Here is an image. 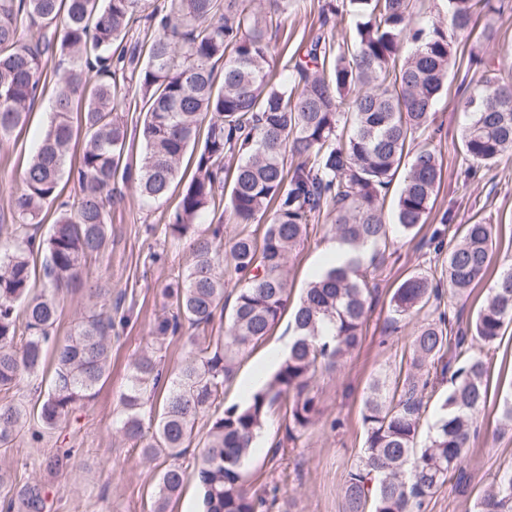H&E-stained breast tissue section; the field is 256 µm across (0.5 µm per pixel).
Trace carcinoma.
I'll return each instance as SVG.
<instances>
[{
    "label": "carcinoma",
    "instance_id": "carcinoma-1",
    "mask_svg": "<svg viewBox=\"0 0 512 512\" xmlns=\"http://www.w3.org/2000/svg\"><path fill=\"white\" fill-rule=\"evenodd\" d=\"M146 0H0V145L24 125L37 92L56 80L53 117L24 170V190L11 197L13 224H0V448L28 433L39 449L108 377L115 322L112 289L91 285L92 262L110 240L115 178L135 184L147 201L180 185L184 158L194 172L183 185L165 233L190 240L191 263L164 289L171 310L158 316L154 344L135 356L120 396L117 432L148 461L173 460L162 473L153 512H167L185 471L176 464L201 447L195 473L203 512H269L276 500L246 487L242 469L270 411L285 406L292 441L319 413L313 378L362 341L371 289L361 271L374 264L389 225L383 203L400 169L393 217L402 235L426 223L442 176L436 149L421 142L450 74L453 46L471 35L474 18L497 11L495 0H448V23L423 24L419 0H329V16L357 18L352 34L316 35L300 58L267 67L263 27L288 13L273 0L267 15L254 0H167L147 15L151 36L126 46ZM54 27L35 34L36 23ZM68 62L48 72L53 58ZM460 102L464 177L512 152V86L491 65ZM141 103L143 151L132 161L123 111ZM85 144L77 159L75 132ZM78 183L74 205L60 201L63 182ZM242 226L223 250V227L197 225L224 203ZM57 204L46 238L33 226ZM333 214L331 231L347 253L313 278L292 312L288 355L248 402L216 413L224 383L249 346L270 334L288 309L287 262L309 226ZM268 216L262 238L248 226ZM492 225H464L448 252L445 276L458 296L487 277ZM45 253L42 264L37 255ZM241 288L222 336H196L188 356L163 375L157 353L184 326L204 329L224 317V266ZM441 281L417 271L394 289L388 324L396 330L431 299ZM83 293L91 307L70 335L55 328L66 294ZM512 325V265L502 269L466 328L453 312L424 322L413 340L404 381L387 391L373 381L363 402L364 445L344 486L345 512H423L426 502L460 473L488 400L493 347ZM53 367L36 415L16 397L20 383ZM449 377L438 419L417 446L433 386ZM165 390L159 408L145 396ZM207 418L205 436L197 425ZM73 449L41 455L50 469L73 468ZM0 512H48L47 491L29 478L0 473ZM475 512H512V467L494 478Z\"/></svg>",
    "mask_w": 512,
    "mask_h": 512
}]
</instances>
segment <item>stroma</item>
<instances>
[{"instance_id": "1", "label": "stroma", "mask_w": 512, "mask_h": 512, "mask_svg": "<svg viewBox=\"0 0 512 512\" xmlns=\"http://www.w3.org/2000/svg\"><path fill=\"white\" fill-rule=\"evenodd\" d=\"M320 5V0H293L280 28L266 31L271 47L269 65L282 67L318 34ZM489 22L495 32L493 41L480 44L472 39L454 47L457 65L432 114V126L440 131L433 144L443 160L434 209L418 234H393L382 262L369 273L374 293L361 344L344 362L318 372L314 391L320 413L314 423L296 441H289L285 410L275 407L249 457L245 468L248 487L260 495L276 493L285 512H343L342 487L364 444L361 412L369 383L375 379L391 383L398 378L424 320L450 309L465 323L483 304L487 284L478 285L464 297L446 291L398 332L386 329L389 298L399 282L419 270L441 275L447 265L448 250L457 243V235L447 233L439 251L430 243L442 214L451 212L457 226L475 221L492 224L491 269L497 272L512 264V154L475 178L467 180L462 175L460 138L465 117L458 109V100L481 75L479 67L470 65V54L488 60L512 82V9L491 15ZM51 116L52 95L47 92L37 99L27 124L0 149V224L12 221L8 200L23 190L26 158ZM177 201L173 195L166 202L149 205L133 185L122 181L115 184L110 208L112 236L93 270L111 287L113 295H125L135 307L129 322L114 329L107 381L49 442L53 448L76 449L73 473L26 465L30 450L22 438L14 448L0 450V468L21 480L36 478L49 489L51 512L152 510V493L168 461L161 457L145 462L138 447L116 437L113 422L129 363L152 344L155 320L166 304L164 287L190 261L188 241L165 233L166 217ZM329 229L326 218L310 225L306 241L294 251L289 262L292 300H299L313 268L325 262ZM288 339V322L283 319L264 341L239 356L224 385L225 405L242 403L241 389L249 385L255 367H262L263 378H271L272 369L263 367L262 361L270 349ZM485 356L490 368L489 400L478 421V436L462 473L450 476L429 500L425 512H473L485 485L499 470L512 466V431L497 430L499 400L512 389V328L486 350Z\"/></svg>"}]
</instances>
